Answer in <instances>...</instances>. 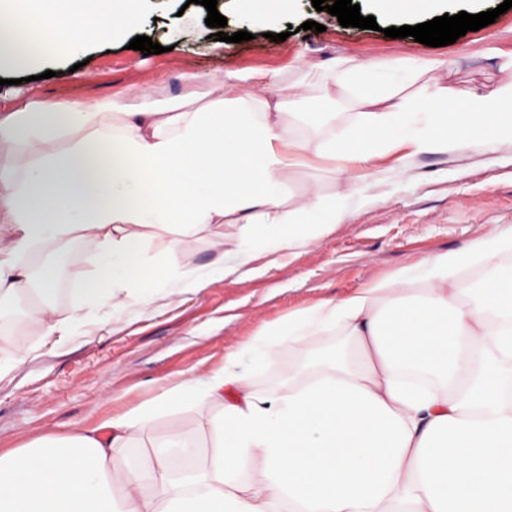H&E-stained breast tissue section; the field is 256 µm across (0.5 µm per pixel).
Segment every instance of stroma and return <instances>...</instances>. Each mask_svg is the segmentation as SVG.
Here are the masks:
<instances>
[{
    "mask_svg": "<svg viewBox=\"0 0 512 512\" xmlns=\"http://www.w3.org/2000/svg\"><path fill=\"white\" fill-rule=\"evenodd\" d=\"M225 33H252L241 43L215 46L202 13L181 0H147L141 34L164 46L161 54L129 49L130 35L112 44L83 42L59 54L46 49L36 69L0 71V117L29 101L59 105L74 100L127 98L142 91L183 94L222 78L224 97L283 104V117L298 136L328 141L350 133L361 107L349 87L324 97L317 87L292 85L297 67L311 75L337 60L365 64L358 83L393 87L395 111L407 136L424 135L428 115L409 102L432 87L449 95L484 94L512 83V9L455 43L429 47L413 38H389L385 28L414 26L432 13L388 14L374 0H358L361 15L375 16L377 30L342 27L337 17L316 11L311 0H291L271 19L252 15L243 0H223ZM324 32L303 30L306 21ZM286 33L285 41L271 34ZM82 64L75 77L70 69ZM52 78H44V71ZM40 80H33V73ZM357 192L341 193L330 159H311L283 181V205L304 207L307 221L322 224L317 238L297 251H271L264 226H212L172 250L163 228L143 231L146 272L165 268L176 295L144 296L128 291L124 307L86 310L65 347L51 348L41 327L22 316L20 306L0 315V363L28 354V361L0 380V451L20 448L50 433L89 428L120 415L154 395L159 385L198 377L236 357L254 388L272 392L276 373L262 368L247 347L256 334L276 329L293 313L314 310L420 265L429 256L453 252L512 227V141L490 146L471 139L453 152L413 153L404 147L376 153ZM316 196H309V187ZM340 203L344 223L327 226L329 208ZM224 238L229 249L245 248L248 262L236 273L189 287L190 274L210 271L220 255L212 247Z\"/></svg>",
    "mask_w": 512,
    "mask_h": 512,
    "instance_id": "stroma-1",
    "label": "stroma"
}]
</instances>
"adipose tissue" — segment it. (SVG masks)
<instances>
[{
	"mask_svg": "<svg viewBox=\"0 0 512 512\" xmlns=\"http://www.w3.org/2000/svg\"><path fill=\"white\" fill-rule=\"evenodd\" d=\"M143 2L0 0V53L38 60L15 39L26 20L64 53L72 29L112 40L138 25ZM223 90L211 81L201 106L147 94L30 102L0 120V141L25 155L0 162V300H29L44 334L63 340L87 307H122L129 288L149 295L166 279L145 273L141 229L172 227L177 248L214 224H265L273 249L306 245L314 227L284 209L281 190L320 143L295 135L281 102ZM393 96L361 90L367 111L334 144L341 159L364 162L399 140V113L382 109ZM419 104L430 112L419 150L512 139V85L454 100L436 88ZM54 245L73 272L65 314L50 303L56 266L34 274L23 262ZM511 257L512 233L501 234L289 316L252 340L261 362L329 325L356 352L281 367L282 390L259 394L228 362L92 430L0 453V512H512ZM198 403L214 411L200 443L173 427L142 460L124 458L161 412Z\"/></svg>",
	"mask_w": 512,
	"mask_h": 512,
	"instance_id": "ef3b65f1",
	"label": "adipose tissue"
}]
</instances>
